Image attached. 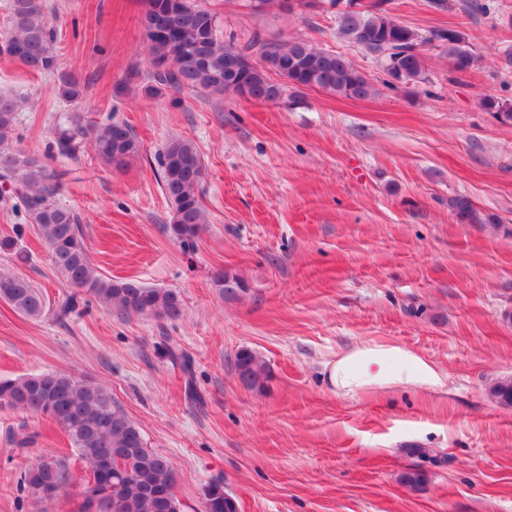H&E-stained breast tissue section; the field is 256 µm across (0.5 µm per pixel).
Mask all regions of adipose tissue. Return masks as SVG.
Here are the masks:
<instances>
[{"instance_id":"1","label":"adipose tissue","mask_w":512,"mask_h":512,"mask_svg":"<svg viewBox=\"0 0 512 512\" xmlns=\"http://www.w3.org/2000/svg\"><path fill=\"white\" fill-rule=\"evenodd\" d=\"M336 396L353 398L375 389L427 390L441 382L433 365L408 348L367 341L337 355L325 365Z\"/></svg>"}]
</instances>
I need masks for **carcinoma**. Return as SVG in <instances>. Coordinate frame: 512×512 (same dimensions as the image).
<instances>
[{
  "label": "carcinoma",
  "mask_w": 512,
  "mask_h": 512,
  "mask_svg": "<svg viewBox=\"0 0 512 512\" xmlns=\"http://www.w3.org/2000/svg\"><path fill=\"white\" fill-rule=\"evenodd\" d=\"M354 2L332 0L339 7L338 34L383 63L387 85L410 84L422 77L421 47L429 39L440 43L456 71L465 72L474 65L475 55L461 31L440 28L426 39L393 17L387 0H373L357 9ZM142 6V25L154 67L152 85L147 87L150 93L185 88L217 93L231 80L236 81L234 94L258 102L280 103L291 89L319 88L357 99L377 93L373 81L349 58L304 39L257 34L244 45L225 41L217 14L203 0H142ZM0 55L31 72L56 77L55 92L69 106L53 130L59 155L70 156L87 142L102 164L122 167L140 154L141 143L128 125L88 120L82 108L81 81L59 69L47 0H9ZM271 73L280 81H272ZM28 105L25 95L0 94V180L22 192L29 221L48 245L52 267L69 287L79 290L62 302L58 313H66L82 293L123 314L179 318L183 310L179 291L100 276L89 257L79 217L56 201L60 173L12 146L18 115ZM483 107L499 120L512 122L511 104L486 98ZM158 162L160 183L172 212L165 231L189 249L205 224L204 170L195 142L185 137L168 140ZM448 207L460 224L500 223L497 215L479 210L464 195L451 198ZM0 254L25 260L18 239L12 236L0 237ZM213 283L226 298L249 290L245 279L227 270L216 273ZM0 301L28 318L39 319L46 313L42 292L28 279L6 270H0ZM234 369L250 389L262 391L271 380L269 365L249 349L236 353ZM488 392L498 403L512 406V380L496 381ZM0 405L43 414L66 432L90 477L79 512H183L173 491L171 461L148 447L140 426L105 387L60 372L1 379ZM68 481L66 467L52 457L39 459L23 476L28 496L46 506ZM202 509L238 512V504L223 484L213 482L205 489Z\"/></svg>",
  "instance_id": "carcinoma-1"
}]
</instances>
